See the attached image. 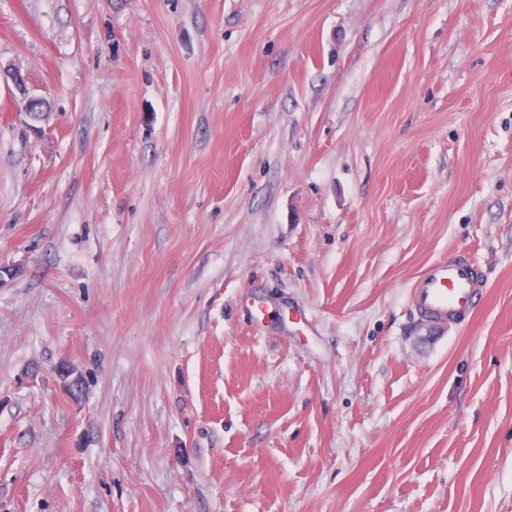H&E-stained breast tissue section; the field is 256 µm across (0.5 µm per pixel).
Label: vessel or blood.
Masks as SVG:
<instances>
[{"label": "vessel or blood", "instance_id": "vessel-or-blood-1", "mask_svg": "<svg viewBox=\"0 0 512 512\" xmlns=\"http://www.w3.org/2000/svg\"><path fill=\"white\" fill-rule=\"evenodd\" d=\"M486 285L482 270L458 252L428 265L413 284L410 299L431 325L466 323L482 304Z\"/></svg>", "mask_w": 512, "mask_h": 512}]
</instances>
